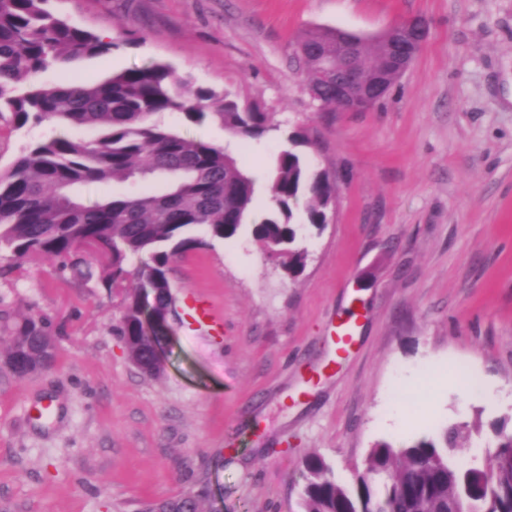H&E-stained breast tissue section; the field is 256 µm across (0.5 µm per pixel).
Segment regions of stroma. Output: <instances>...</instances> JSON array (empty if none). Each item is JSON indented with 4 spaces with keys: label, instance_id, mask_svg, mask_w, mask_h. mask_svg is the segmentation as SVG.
Segmentation results:
<instances>
[{
    "label": "stroma",
    "instance_id": "obj_1",
    "mask_svg": "<svg viewBox=\"0 0 512 512\" xmlns=\"http://www.w3.org/2000/svg\"><path fill=\"white\" fill-rule=\"evenodd\" d=\"M122 46L42 74L101 80L153 61L274 115L234 142L256 180L233 240L196 229L169 265L178 319L165 372L144 374L116 334L123 295L91 257L16 265L0 253V317L43 320L54 365L0 372V512H139L204 492L215 512H301L303 459L351 480L373 446L478 422L460 462L512 432V0H51ZM421 17L429 37L364 112L312 101L302 38L341 28L373 38ZM55 122L0 115V169ZM303 154L337 184L323 228L297 211L303 272L289 277L252 234L277 153ZM209 307L211 320L195 310ZM359 328L338 355L331 324ZM451 382L441 386L444 368ZM486 395L471 393L465 375ZM416 422L395 430L393 407Z\"/></svg>",
    "mask_w": 512,
    "mask_h": 512
}]
</instances>
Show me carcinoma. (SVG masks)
Here are the masks:
<instances>
[{
  "mask_svg": "<svg viewBox=\"0 0 512 512\" xmlns=\"http://www.w3.org/2000/svg\"><path fill=\"white\" fill-rule=\"evenodd\" d=\"M49 2L0 0V115L11 113L16 129L52 119L90 128L95 136L59 133L31 143L0 171V248L36 262L76 256L85 243L97 241L111 288L126 280L127 259L139 258L135 287L123 289L117 334L140 366L176 318L166 291L172 258L197 243L191 231L199 227L215 239L237 237L255 199L254 178L226 148L188 139L154 117L216 120L238 139H258L277 126L270 114L196 87L160 62L78 85L38 81L54 64L108 56L121 47L71 24ZM302 47L298 60L308 77L324 53H336V35L313 31ZM385 56V44H362L349 63L370 72L384 65ZM288 141L290 147L276 156L270 204L253 235L296 277L309 253L296 244L295 211L304 206L308 223L321 228L336 184L296 150L299 135ZM128 181L142 183L141 189L92 203L79 195L89 183ZM52 345L48 331L36 337L31 319L16 322L4 351L22 357L12 376L24 380L51 366L56 354L45 357L43 348ZM476 428L465 422L400 446L378 443L349 482L339 480L324 458L309 455L303 460V512H512V433L499 430L494 450L480 464L455 459ZM201 500L192 494L155 500L145 512H201Z\"/></svg>",
  "mask_w": 512,
  "mask_h": 512,
  "instance_id": "1",
  "label": "carcinoma"
}]
</instances>
